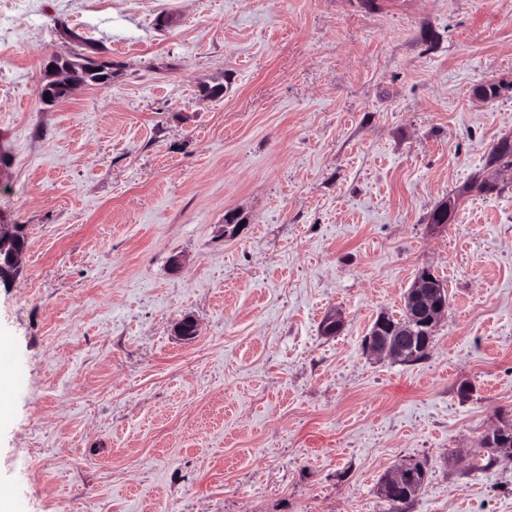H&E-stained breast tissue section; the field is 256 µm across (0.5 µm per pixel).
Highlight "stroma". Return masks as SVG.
I'll return each mask as SVG.
<instances>
[{"mask_svg": "<svg viewBox=\"0 0 512 512\" xmlns=\"http://www.w3.org/2000/svg\"><path fill=\"white\" fill-rule=\"evenodd\" d=\"M86 43L111 83L45 105V64ZM509 136L512 0H0V224L27 241L0 491L384 512L381 478L425 460L414 512H512L483 443L512 419V176L470 187ZM425 269L448 289L428 358L370 356Z\"/></svg>", "mask_w": 512, "mask_h": 512, "instance_id": "1", "label": "stroma"}]
</instances>
